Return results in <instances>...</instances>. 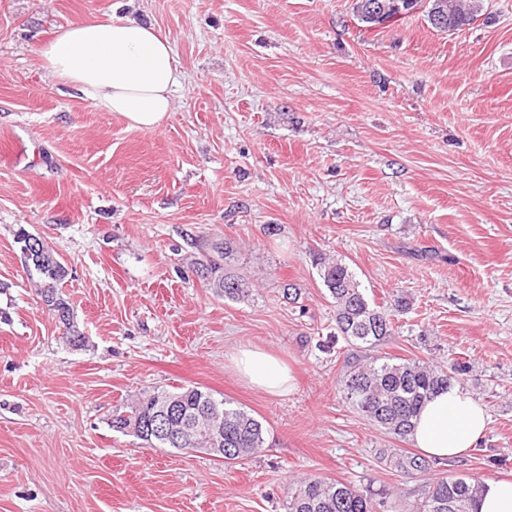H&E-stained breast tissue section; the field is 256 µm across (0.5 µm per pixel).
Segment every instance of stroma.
I'll use <instances>...</instances> for the list:
<instances>
[{"instance_id":"35a3bbf8","label":"stroma","mask_w":512,"mask_h":512,"mask_svg":"<svg viewBox=\"0 0 512 512\" xmlns=\"http://www.w3.org/2000/svg\"><path fill=\"white\" fill-rule=\"evenodd\" d=\"M114 2L0 0V512H286L306 476L410 512L431 478L512 476V0L454 32L419 11L368 28L354 0H135L183 74L153 129L60 93L40 57ZM21 228L67 268L83 346L62 342ZM220 237L244 300L190 266ZM320 254L393 311L377 354L468 365L488 425L467 456L416 479L383 457L413 444L338 386L348 346ZM247 346L293 389L241 379ZM186 385L244 407L264 448L227 465L109 427L117 404ZM233 364L250 385L262 391L281 394L293 387L294 377L290 368L262 348H241Z\"/></svg>"}]
</instances>
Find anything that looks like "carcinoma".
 <instances>
[{"mask_svg": "<svg viewBox=\"0 0 512 512\" xmlns=\"http://www.w3.org/2000/svg\"><path fill=\"white\" fill-rule=\"evenodd\" d=\"M369 0H355L356 17L368 27L396 22L421 8L432 28L455 31L470 25L481 10L472 0H375L377 11L367 8ZM26 273L37 277V291L43 303L54 312L63 331L60 339L80 347L84 337L74 324L70 303L59 292L67 276L66 267L40 239L19 229ZM235 246L232 241L215 239L209 253L194 262L200 279L228 300L249 296L248 279L232 268ZM316 268L335 308L337 334L353 349L373 347L393 335L392 314L370 301L354 272L341 260L317 259ZM459 367L445 369L416 361L391 357L374 358L364 363L355 358L340 380V390L352 406L370 421L394 437L404 440L411 432L427 398L436 390L456 381ZM172 403L176 407L169 427L181 431L185 422L193 423L188 448L205 451L213 447L212 434L219 428L224 437V463H236L253 455L264 444L262 422L247 410L197 386L143 393L131 403L112 410L109 426L124 435L141 440L148 448H169L178 452L183 446L165 441L151 432L157 407ZM394 468L406 475L427 471L428 462L418 455L401 451L389 455ZM479 485L463 478L438 477L425 485L424 496L413 512H472ZM384 503L371 490L337 480L309 478L288 486L287 512H379Z\"/></svg>", "mask_w": 512, "mask_h": 512, "instance_id": "1", "label": "carcinoma"}]
</instances>
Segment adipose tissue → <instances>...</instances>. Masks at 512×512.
Returning a JSON list of instances; mask_svg holds the SVG:
<instances>
[{
    "instance_id": "adipose-tissue-1",
    "label": "adipose tissue",
    "mask_w": 512,
    "mask_h": 512,
    "mask_svg": "<svg viewBox=\"0 0 512 512\" xmlns=\"http://www.w3.org/2000/svg\"><path fill=\"white\" fill-rule=\"evenodd\" d=\"M40 56L60 83L101 111L120 113L134 128L161 125L181 80L172 47L154 25L116 13L61 28ZM233 364L262 391L281 394L293 387L290 368L264 349L241 348ZM487 424L484 407L454 383L428 399L410 437L426 457L444 462L476 447Z\"/></svg>"
}]
</instances>
